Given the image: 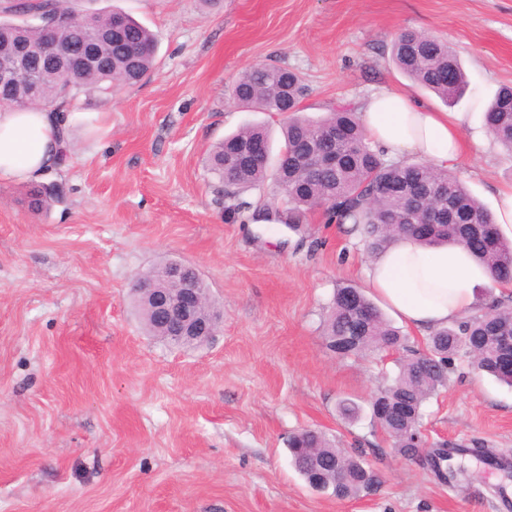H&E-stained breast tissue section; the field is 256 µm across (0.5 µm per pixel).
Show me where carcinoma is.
Returning <instances> with one entry per match:
<instances>
[{"label": "carcinoma", "instance_id": "1", "mask_svg": "<svg viewBox=\"0 0 512 512\" xmlns=\"http://www.w3.org/2000/svg\"><path fill=\"white\" fill-rule=\"evenodd\" d=\"M0 14V58L13 55L20 44L42 39L39 24L17 23L13 16L56 20V36L76 50L94 53L86 68L62 69L41 91L35 89L36 73L44 60L35 56L26 63L27 71L9 84L0 85V102L17 108L53 106L61 112L77 95L91 90L105 91L117 84L134 85L154 67L158 51L155 35L126 12L125 26L111 31V17L116 10L81 13L70 0H4ZM392 59L414 85L430 91L450 106L463 95L466 74L450 46L432 36L403 30L392 43ZM307 87L294 72L276 64H262L244 70L233 81L229 96L240 109L257 112H290L283 123L284 143L276 157L264 164H244L230 178L224 174V158L247 141H270L262 126H247L227 135L210 150L206 167L216 180V202L226 203L224 212L240 213L250 204L239 194L271 179L282 181L288 222L300 224L305 215L321 208L328 222L351 224L363 238L369 254L385 250L400 235H412L410 225L419 221L425 209L434 207L448 214V223L440 224L430 238H420L425 246L464 245V240L483 224L496 223L493 216L467 187L446 170L415 160L389 162L384 153L366 137L350 108H335L318 121L302 115L301 103ZM484 121L490 135L512 153V86L498 89L490 101ZM336 129V142L320 141V134ZM336 155V164L319 171L308 169L306 157L314 147ZM474 257L489 271L496 283L512 278V240L499 234L487 251ZM354 284H337L332 306L325 321V336H347L352 325L343 309L341 295ZM362 306L370 312L367 328L348 348L360 356L395 345L405 349L407 337L393 327L380 308L365 294ZM512 342V307L496 305L481 308L466 320L433 330L426 337V348L399 360V370L392 381L377 391L388 408L383 429L389 432L393 446L403 456L420 453V428L423 405L445 386L454 360L466 358L473 368L512 386V377L499 370V362ZM295 469L305 480L316 475L307 466V457L336 460L341 478L334 495L351 498L369 492L381 484L379 475L360 459L336 447L335 441L321 433L309 435L303 430L289 441ZM448 452L428 454L427 467L438 478L456 480L457 472L448 468Z\"/></svg>", "mask_w": 512, "mask_h": 512}]
</instances>
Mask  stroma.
<instances>
[{
  "label": "stroma",
  "instance_id": "obj_1",
  "mask_svg": "<svg viewBox=\"0 0 512 512\" xmlns=\"http://www.w3.org/2000/svg\"><path fill=\"white\" fill-rule=\"evenodd\" d=\"M120 9L158 41L138 84L80 96L64 167L37 179L61 198L31 210L27 184L0 183V512H496L502 478L466 456L457 486L398 455L370 396L398 372L381 354L343 356L324 336L336 286L366 285L368 253L348 224L307 213L265 235L251 212L214 202L204 159L224 135L283 116L228 101L245 69L299 72L305 116L411 87L390 47L405 28L448 42L469 86L468 144L450 169L487 207L512 185V154L483 108L512 85V0H76ZM166 261L193 266L224 306L208 343L145 334L132 285ZM362 408L356 420L341 399ZM427 443L512 455V387L458 359L423 408ZM314 428L379 475L348 499L312 489L289 437Z\"/></svg>",
  "mask_w": 512,
  "mask_h": 512
}]
</instances>
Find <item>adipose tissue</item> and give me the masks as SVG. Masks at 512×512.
Returning a JSON list of instances; mask_svg holds the SVG:
<instances>
[{
	"instance_id": "1",
	"label": "adipose tissue",
	"mask_w": 512,
	"mask_h": 512,
	"mask_svg": "<svg viewBox=\"0 0 512 512\" xmlns=\"http://www.w3.org/2000/svg\"><path fill=\"white\" fill-rule=\"evenodd\" d=\"M358 117L368 137L392 158L410 153L453 165L464 149V113L437 112L407 94L385 89ZM72 112L42 106L0 109V182L23 183L54 168L72 143ZM487 269L459 245L425 247L398 238L371 258L367 286L407 327L425 334L476 310V287L491 286Z\"/></svg>"
}]
</instances>
